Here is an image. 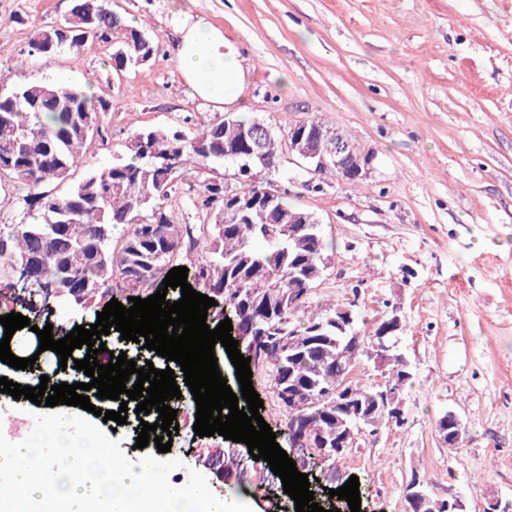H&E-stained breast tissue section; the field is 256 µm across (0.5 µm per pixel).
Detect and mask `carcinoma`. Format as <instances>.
Returning a JSON list of instances; mask_svg holds the SVG:
<instances>
[{"label":"carcinoma","mask_w":512,"mask_h":512,"mask_svg":"<svg viewBox=\"0 0 512 512\" xmlns=\"http://www.w3.org/2000/svg\"><path fill=\"white\" fill-rule=\"evenodd\" d=\"M77 33L97 30L89 36L100 43H116L126 53L127 68L149 63L158 44L144 32L112 22L111 0H75ZM43 40H33L31 52L54 56L79 47L83 39L65 40L56 29L39 30ZM109 104L78 87L48 83H24L0 94V175L27 190L23 201L38 208L40 219L17 224L0 242V258L8 261L24 294L47 299L60 296L68 283L86 279L103 287H121L126 297L158 290L181 257L191 268L192 285L209 291L224 290V303L232 310L241 330L256 313H264L265 331L261 353L250 363L265 372L269 389L285 416V424L297 422L317 430L324 442L336 439L344 429V416L336 413V399L347 394L350 401L372 411L361 440L377 439L379 431L400 425L404 418L390 419L383 404L376 402L385 385L401 387L410 377L392 363L384 384H366L358 379L342 386L344 371L354 372L371 361L370 351L379 343L374 326L357 331L359 345L351 346L336 364V354L351 341V334L336 332V307L309 310L311 295L291 298V289L306 273L316 287L328 269V243L319 224L292 236L288 225L268 222V213L255 209L251 221L224 223V182L205 179L199 184L196 207L209 211L208 224H177L167 202L182 181L183 166L201 161L224 162V139L234 127L251 121L233 116L235 126L224 121L203 122L189 113L170 130L143 128L126 145L129 159L92 170L66 192L48 190L64 184L81 166L84 150L94 135H102V120ZM168 155L173 166L163 167L156 156ZM123 224L120 241L112 228ZM38 255L42 263L36 278L27 282L16 273L24 258ZM297 388V401L287 400L289 387Z\"/></svg>","instance_id":"carcinoma-1"}]
</instances>
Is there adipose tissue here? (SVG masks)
<instances>
[{"label": "adipose tissue", "mask_w": 512, "mask_h": 512, "mask_svg": "<svg viewBox=\"0 0 512 512\" xmlns=\"http://www.w3.org/2000/svg\"><path fill=\"white\" fill-rule=\"evenodd\" d=\"M182 76L193 96L215 106L237 104L247 111L246 75L239 61V51L224 32L204 20H197L181 30L173 48ZM87 460H78L68 469L57 471L56 490L69 500V512H85V505L99 495L112 496L115 512L122 508V498L114 494L109 478L87 477Z\"/></svg>", "instance_id": "ef3b65f1"}]
</instances>
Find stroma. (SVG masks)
I'll return each instance as SVG.
<instances>
[{"instance_id":"35a3bbf8","label":"stroma","mask_w":512,"mask_h":512,"mask_svg":"<svg viewBox=\"0 0 512 512\" xmlns=\"http://www.w3.org/2000/svg\"><path fill=\"white\" fill-rule=\"evenodd\" d=\"M72 0H0V75L7 85L43 82L84 88L108 104L105 131L85 168L124 156L135 129L205 121L223 110L191 96L171 46L185 22L221 28L247 72L249 118L280 128L321 118L370 157L358 183L325 176L320 192L294 183L293 161L272 177L312 213L331 243L332 262L312 309L356 303L372 322L399 305L397 346L412 379L400 393L405 421L350 449L340 467L357 476L364 512H405L402 490L424 474L461 512L512 500V0H112L127 24L159 50L148 64L113 68V45L87 42L51 57L33 55L37 30L63 23ZM231 166H188L169 204L178 223L205 224L188 205L201 179ZM54 303L37 327L90 325L110 302ZM169 452L136 448L132 428L78 406L68 414L132 462L159 468L161 488L202 487L223 512H266L257 490L267 471L224 484L198 459L224 445L196 436L191 402L179 403ZM455 413L457 447L437 423Z\"/></svg>"}]
</instances>
